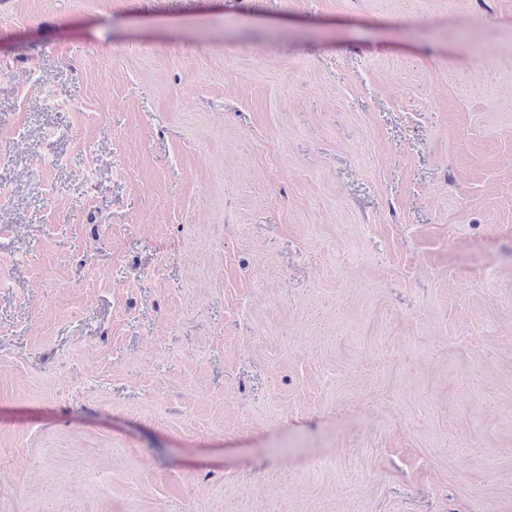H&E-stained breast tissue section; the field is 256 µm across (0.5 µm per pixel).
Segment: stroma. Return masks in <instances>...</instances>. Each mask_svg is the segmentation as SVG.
Segmentation results:
<instances>
[{
    "label": "stroma",
    "instance_id": "obj_1",
    "mask_svg": "<svg viewBox=\"0 0 512 512\" xmlns=\"http://www.w3.org/2000/svg\"><path fill=\"white\" fill-rule=\"evenodd\" d=\"M0 512H512V0H0Z\"/></svg>",
    "mask_w": 512,
    "mask_h": 512
}]
</instances>
